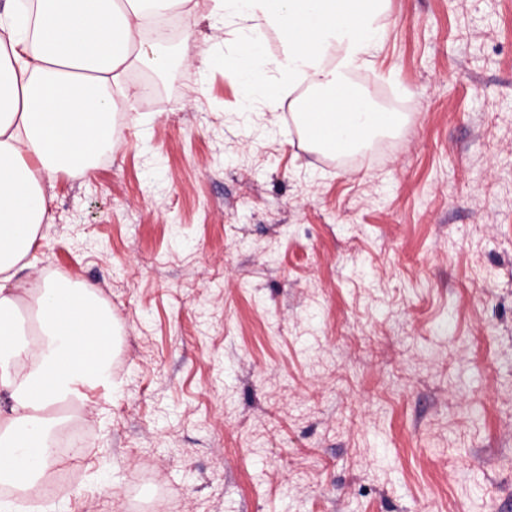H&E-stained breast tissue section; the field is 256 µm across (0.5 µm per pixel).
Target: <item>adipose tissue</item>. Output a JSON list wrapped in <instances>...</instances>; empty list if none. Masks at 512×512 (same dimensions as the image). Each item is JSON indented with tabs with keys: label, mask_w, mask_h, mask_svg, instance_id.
Segmentation results:
<instances>
[{
	"label": "adipose tissue",
	"mask_w": 512,
	"mask_h": 512,
	"mask_svg": "<svg viewBox=\"0 0 512 512\" xmlns=\"http://www.w3.org/2000/svg\"><path fill=\"white\" fill-rule=\"evenodd\" d=\"M191 0H30L0 14V482L37 493L56 461L54 441L64 420L55 406L74 387L110 375L109 361L88 368L86 354L115 334L112 314L95 291L54 278L28 287L20 273L38 248L50 201L44 184L61 171L86 172L111 140L115 95L129 96L128 71L166 72L171 50L148 40L150 23L190 15ZM225 22L244 23L225 69L250 92L267 87L276 110L281 88L314 86L300 99L332 147L352 146L393 127L364 92L345 95L351 74L379 39L387 0H215ZM281 42L265 54L264 30ZM276 80H269V72ZM33 302L36 337L22 339L17 302Z\"/></svg>",
	"instance_id": "ef3b65f1"
}]
</instances>
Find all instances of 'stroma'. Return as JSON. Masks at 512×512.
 <instances>
[{
	"label": "stroma",
	"mask_w": 512,
	"mask_h": 512,
	"mask_svg": "<svg viewBox=\"0 0 512 512\" xmlns=\"http://www.w3.org/2000/svg\"><path fill=\"white\" fill-rule=\"evenodd\" d=\"M192 7L22 273L120 332L62 512H512V0H388L352 79L405 123L342 165Z\"/></svg>",
	"instance_id": "1"
}]
</instances>
